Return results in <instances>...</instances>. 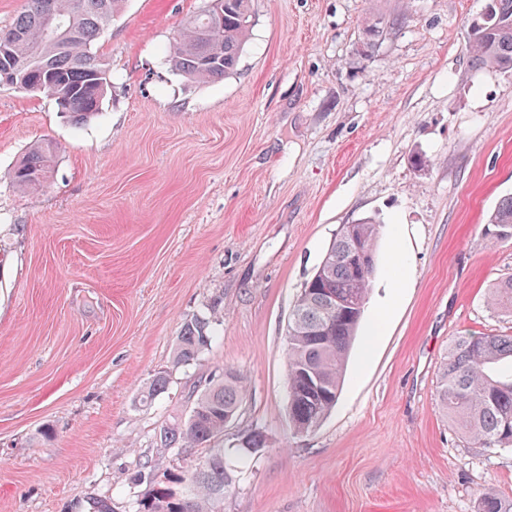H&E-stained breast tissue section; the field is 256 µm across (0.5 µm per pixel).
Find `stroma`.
Instances as JSON below:
<instances>
[{"label":"stroma","instance_id":"1","mask_svg":"<svg viewBox=\"0 0 512 512\" xmlns=\"http://www.w3.org/2000/svg\"><path fill=\"white\" fill-rule=\"evenodd\" d=\"M491 0H255L236 71L192 82L167 51L203 0H124L93 52L111 88L82 125L55 99L0 84V512H126L142 464L205 381L248 396L225 440L268 446L224 512H477L512 499V447L480 448L436 402L454 337L512 335L487 290L512 238L487 219L512 196V73L467 63ZM384 33L361 54L362 29ZM44 142L37 191L14 166ZM424 165H416V158ZM371 218L366 316L335 410L288 423L286 327L342 225ZM224 308L217 338L173 366L187 320ZM169 371L166 393L141 396ZM56 147L44 143L31 149L13 170V181L21 188L40 189L55 164Z\"/></svg>","mask_w":512,"mask_h":512}]
</instances>
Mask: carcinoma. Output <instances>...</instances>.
Wrapping results in <instances>:
<instances>
[{
	"label": "carcinoma",
	"mask_w": 512,
	"mask_h": 512,
	"mask_svg": "<svg viewBox=\"0 0 512 512\" xmlns=\"http://www.w3.org/2000/svg\"><path fill=\"white\" fill-rule=\"evenodd\" d=\"M61 18L60 39L45 35L42 3ZM121 0H27V8L1 35L15 34L0 52V70L19 69L25 90L54 97L60 111L80 124L98 114L109 83L104 63L92 52V43L112 22ZM254 0H224V22L209 17V6L189 18L169 51L173 71L198 81L222 79L232 73L251 26ZM468 44L469 67L475 71H512V0H492L490 19L472 25ZM384 28L375 18L363 29L362 47L377 46ZM56 147L44 143L31 149L13 170L21 188H41L55 164ZM495 238L512 237V197L503 199L490 214ZM380 225L373 220L345 224L327 248L315 283L306 282L288 318V421L296 435L315 430L336 407L348 352L363 314L336 312L333 299L350 306L366 304L372 272H363L358 250L376 255ZM493 307H512V278L487 291ZM222 318L216 305L206 315L185 322L173 354V364H188L211 347L215 325ZM512 364V335L457 336L448 349L437 385L442 413L465 435L484 448L512 446V372H498ZM169 376L157 373L141 401L148 403L168 390ZM244 376L224 369L206 382L191 413L159 432L163 448H203L199 462L161 475L141 469L132 485L148 486L132 500V512H223L224 501L240 485L237 466L226 462L224 418H236L247 398ZM246 448L236 452L241 463L267 447L260 430L245 435ZM477 512H512V499L487 492Z\"/></svg>",
	"instance_id": "1"
}]
</instances>
